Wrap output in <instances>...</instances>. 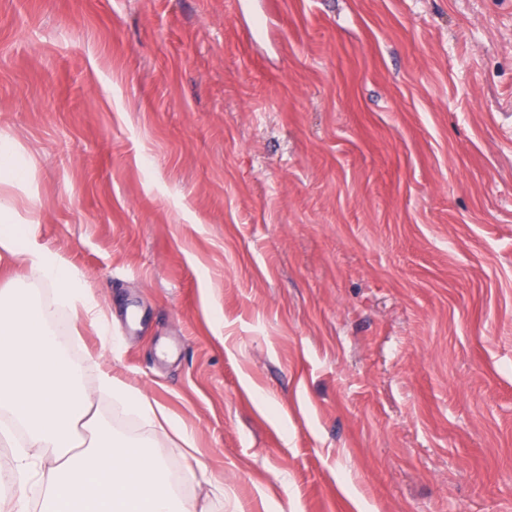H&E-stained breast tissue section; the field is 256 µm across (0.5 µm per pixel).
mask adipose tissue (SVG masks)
Returning a JSON list of instances; mask_svg holds the SVG:
<instances>
[{"instance_id":"1","label":"adipose tissue","mask_w":512,"mask_h":512,"mask_svg":"<svg viewBox=\"0 0 512 512\" xmlns=\"http://www.w3.org/2000/svg\"><path fill=\"white\" fill-rule=\"evenodd\" d=\"M37 221L0 197V261L24 266L54 291L53 304L12 284H0V428H23L27 451L13 477L16 494L0 499V512H197L176 496L164 462L144 442L100 439L93 394H110L149 425L166 424L191 445L180 423L142 392L100 371L97 391L79 387L66 351L51 328L58 308L73 320L104 327L86 301L81 275L34 240Z\"/></svg>"}]
</instances>
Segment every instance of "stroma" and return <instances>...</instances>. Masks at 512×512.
I'll return each instance as SVG.
<instances>
[{
  "label": "stroma",
  "instance_id": "35a3bbf8",
  "mask_svg": "<svg viewBox=\"0 0 512 512\" xmlns=\"http://www.w3.org/2000/svg\"><path fill=\"white\" fill-rule=\"evenodd\" d=\"M0 135L184 497L512 512V0H0ZM98 390L110 394L118 405L150 426L165 423L188 447L186 450L193 449L192 437L177 420L171 418L158 404H153L142 392L114 379L109 371H100Z\"/></svg>",
  "mask_w": 512,
  "mask_h": 512
}]
</instances>
